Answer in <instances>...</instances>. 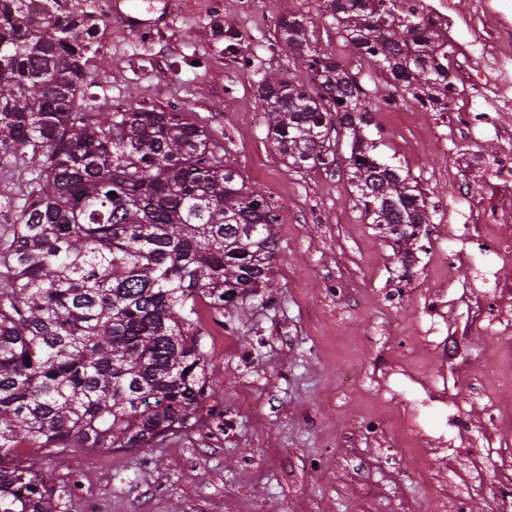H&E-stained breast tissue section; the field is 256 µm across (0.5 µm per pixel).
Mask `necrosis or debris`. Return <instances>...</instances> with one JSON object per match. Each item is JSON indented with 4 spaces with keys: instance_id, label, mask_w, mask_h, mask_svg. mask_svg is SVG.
<instances>
[{
    "instance_id": "1",
    "label": "necrosis or debris",
    "mask_w": 512,
    "mask_h": 512,
    "mask_svg": "<svg viewBox=\"0 0 512 512\" xmlns=\"http://www.w3.org/2000/svg\"><path fill=\"white\" fill-rule=\"evenodd\" d=\"M401 12L412 11L428 32L449 43L448 68L454 82L445 109L430 115L427 127L407 148L412 161L448 152L449 140L466 143L469 164H454L444 175L458 186L452 205L455 225L449 228L451 249L430 238L425 254L436 271L450 263L469 265V283L479 302L492 309L512 297L500 278L512 265V128L500 121V112L512 107V0H469L467 13H459L455 0H397ZM502 148L490 161L482 157L487 136ZM479 178L489 191L483 204H475L469 189Z\"/></svg>"
}]
</instances>
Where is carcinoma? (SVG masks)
<instances>
[{"label":"carcinoma","mask_w":512,"mask_h":512,"mask_svg":"<svg viewBox=\"0 0 512 512\" xmlns=\"http://www.w3.org/2000/svg\"><path fill=\"white\" fill-rule=\"evenodd\" d=\"M323 5L324 22L387 72L383 103H441L448 65L423 22L395 0ZM99 20L59 0L0 12V156L36 157L28 193L4 197L18 218L0 251V512H41L54 491L21 448H144L197 426L211 394L198 302L220 317L274 283L276 207L204 130L154 107L88 111L106 79L88 67ZM276 40L319 79L259 81L275 150L328 171L344 129L362 212L415 238L407 225L428 223L426 201L365 135L355 77L302 16L280 18Z\"/></svg>","instance_id":"cac0c4a2"}]
</instances>
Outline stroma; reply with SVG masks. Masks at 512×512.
I'll list each match as a JSON object with an SVG mask.
<instances>
[{
    "mask_svg": "<svg viewBox=\"0 0 512 512\" xmlns=\"http://www.w3.org/2000/svg\"><path fill=\"white\" fill-rule=\"evenodd\" d=\"M320 0H292L312 18L321 47L345 60L374 108L366 132L381 138L390 165L409 170L427 207L450 204L454 186L431 181L444 160L422 165L406 155V123L384 118L382 72L357 56L318 18ZM155 22L148 41L123 18L131 8ZM283 0H112L98 28L110 66L94 88L96 112L155 106L185 113L210 132L225 162L280 206L275 227L278 286L222 321L202 309L207 372L217 387L208 403L234 422L230 435H167L151 448L91 454L68 448L52 463L56 512H506L501 481L512 472V426H495L488 397L500 387L484 365L502 362L511 336L479 328L474 303L459 299L468 268L447 281L419 265L404 281L397 245L366 224L346 165L327 172L295 168L267 138L257 94L263 73L306 81L275 40ZM236 30L250 65L230 61L219 30ZM437 301L440 337L455 333L459 357L415 339L396 351L384 325L411 330ZM229 343L214 341L219 323ZM426 445L416 477L401 446Z\"/></svg>",
    "mask_w": 512,
    "mask_h": 512,
    "instance_id": "obj_1",
    "label": "stroma"
}]
</instances>
